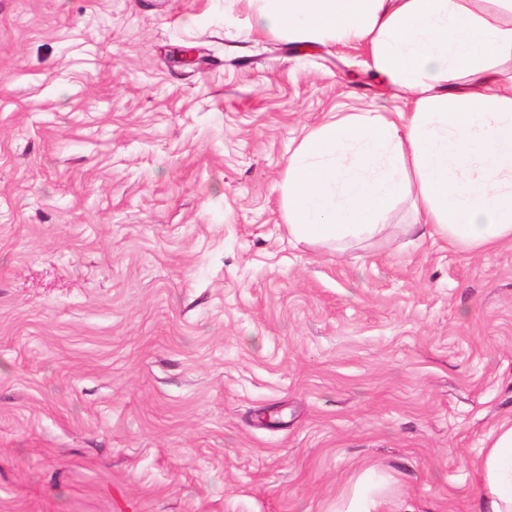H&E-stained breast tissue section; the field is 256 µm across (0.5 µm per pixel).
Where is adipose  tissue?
<instances>
[{
    "instance_id": "obj_1",
    "label": "adipose tissue",
    "mask_w": 512,
    "mask_h": 512,
    "mask_svg": "<svg viewBox=\"0 0 512 512\" xmlns=\"http://www.w3.org/2000/svg\"><path fill=\"white\" fill-rule=\"evenodd\" d=\"M257 29L310 42L366 44L398 112H355L310 131L282 186L299 242L343 244L375 234L407 196L414 230L450 247L512 242V26L478 16L468 0H258ZM475 512H512V418L480 450Z\"/></svg>"
}]
</instances>
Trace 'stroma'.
<instances>
[{"instance_id":"obj_1","label":"stroma","mask_w":512,"mask_h":512,"mask_svg":"<svg viewBox=\"0 0 512 512\" xmlns=\"http://www.w3.org/2000/svg\"><path fill=\"white\" fill-rule=\"evenodd\" d=\"M252 0H0V512H473L512 245L288 233L290 154L404 108Z\"/></svg>"}]
</instances>
